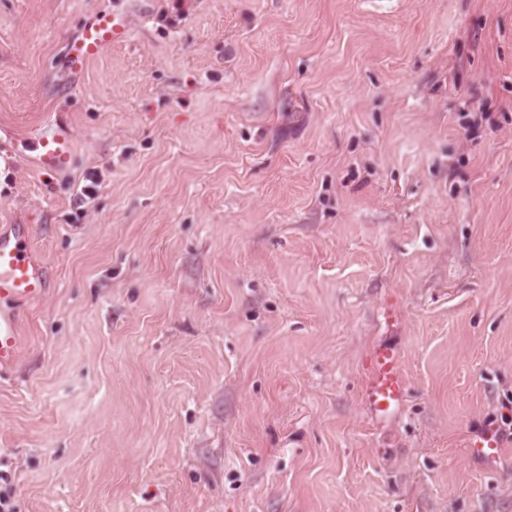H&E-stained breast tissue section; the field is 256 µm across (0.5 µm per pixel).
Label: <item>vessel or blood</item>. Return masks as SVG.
<instances>
[{
  "label": "vessel or blood",
  "mask_w": 512,
  "mask_h": 512,
  "mask_svg": "<svg viewBox=\"0 0 512 512\" xmlns=\"http://www.w3.org/2000/svg\"><path fill=\"white\" fill-rule=\"evenodd\" d=\"M127 18L115 12H104L86 25L79 38L66 43L64 61L72 73H80L102 50L123 40ZM28 140L39 170L60 172L75 161L73 141L65 126L52 132L36 131ZM49 284L43 268L33 259L27 233L0 234V372L7 371L20 353L17 304L41 299ZM406 391V379L399 352L388 345L377 346L371 353L363 389L369 405L385 416L399 408Z\"/></svg>",
  "instance_id": "b4317fda"
}]
</instances>
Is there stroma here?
<instances>
[{"label":"stroma","instance_id":"obj_1","mask_svg":"<svg viewBox=\"0 0 512 512\" xmlns=\"http://www.w3.org/2000/svg\"><path fill=\"white\" fill-rule=\"evenodd\" d=\"M17 224L50 289L0 377L14 512H512V0H0ZM127 31V18L123 14L104 12L86 25L79 38L66 43L64 61L68 69L81 73L85 66L96 58L112 42L124 39ZM28 140L35 152V163L44 172H60L71 168L75 161L73 141L68 129L58 125L52 132L36 131ZM405 391L406 379L398 350L388 345L377 346L367 366L363 389L367 402L376 413L385 416L402 405Z\"/></svg>","mask_w":512,"mask_h":512}]
</instances>
